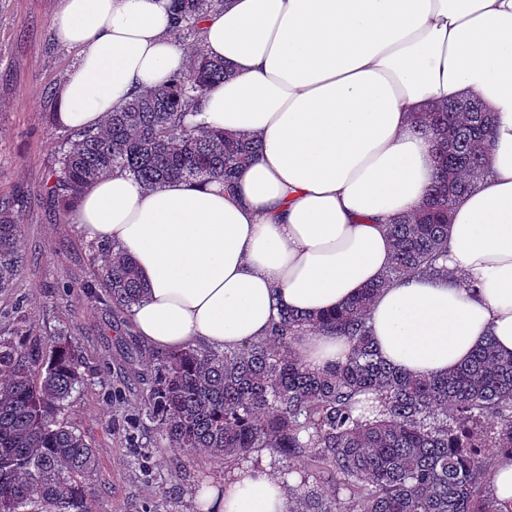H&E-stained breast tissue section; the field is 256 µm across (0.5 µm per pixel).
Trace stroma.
<instances>
[{"mask_svg": "<svg viewBox=\"0 0 512 512\" xmlns=\"http://www.w3.org/2000/svg\"><path fill=\"white\" fill-rule=\"evenodd\" d=\"M59 0H0V198H21L28 264L0 293V326L34 328L51 338H78L86 383L62 418L95 448L98 468L87 481L95 512H197L196 488L216 483L222 465L205 454L176 457L152 428L130 445L127 419L141 384L129 381L146 347L116 331L112 309L88 301L79 282L101 256L77 224L58 214L46 188L67 133L56 115L57 94L77 60L59 43L51 17Z\"/></svg>", "mask_w": 512, "mask_h": 512, "instance_id": "35a3bbf8", "label": "stroma"}]
</instances>
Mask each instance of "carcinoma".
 <instances>
[{"mask_svg": "<svg viewBox=\"0 0 512 512\" xmlns=\"http://www.w3.org/2000/svg\"><path fill=\"white\" fill-rule=\"evenodd\" d=\"M224 0H170L169 33L191 42L172 83L145 90L94 129L67 135L48 192L71 214L101 177L132 175L145 188L172 180L233 187L261 144L191 126L205 94L230 69L204 53L199 23ZM413 128L433 135L435 172L425 202L387 226L393 262L381 280L334 313L285 312L271 337L242 349L187 347L132 370L146 381L138 414L167 447L199 450L229 472L266 451L288 462L298 483L288 512H500L487 489L494 455L512 456V356L492 340L445 375L416 376L387 364L369 326L380 290L408 276L448 274L451 211L489 171L493 115L477 96L428 104ZM92 299L129 323L146 288L133 261L109 243ZM23 224L15 201L0 199V292L25 270ZM345 337L346 361L312 371L292 343L305 331ZM74 338L46 340L33 329L0 332V512H92L84 481L97 469L95 448L59 419L82 381Z\"/></svg>", "mask_w": 512, "mask_h": 512, "instance_id": "1", "label": "carcinoma"}]
</instances>
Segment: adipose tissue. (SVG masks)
Segmentation results:
<instances>
[{
	"mask_svg": "<svg viewBox=\"0 0 512 512\" xmlns=\"http://www.w3.org/2000/svg\"><path fill=\"white\" fill-rule=\"evenodd\" d=\"M78 61L58 121L97 127L135 93L168 84L186 57L168 0H61L51 18ZM202 44L231 77L207 93L199 126L261 150L236 179L148 190L122 172L90 187L74 221L136 262L147 288L133 330L159 351L243 348L280 314L344 307L392 261L386 226L425 200L432 138L411 117L430 101L480 97L494 117L489 173L454 206L449 278L383 289L370 326L383 359L445 374L486 338L512 355V0H226ZM309 369L345 361L344 337L297 336ZM293 479L251 462L204 486L205 512H288Z\"/></svg>",
	"mask_w": 512,
	"mask_h": 512,
	"instance_id": "obj_1",
	"label": "adipose tissue"
}]
</instances>
